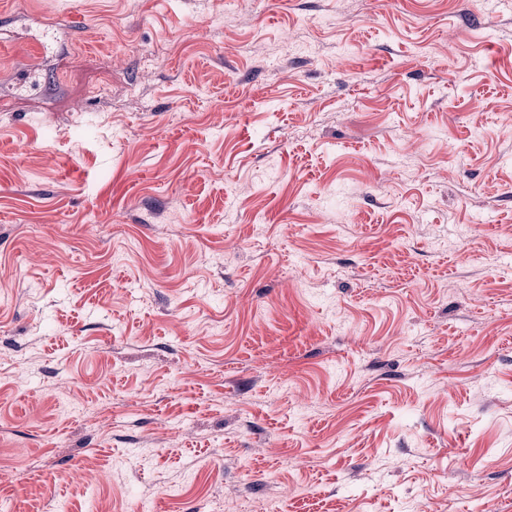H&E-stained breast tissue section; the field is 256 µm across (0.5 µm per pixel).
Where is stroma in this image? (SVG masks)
<instances>
[{
  "mask_svg": "<svg viewBox=\"0 0 512 512\" xmlns=\"http://www.w3.org/2000/svg\"><path fill=\"white\" fill-rule=\"evenodd\" d=\"M1 98L0 512H512V0H0Z\"/></svg>",
  "mask_w": 512,
  "mask_h": 512,
  "instance_id": "35a3bbf8",
  "label": "stroma"
}]
</instances>
